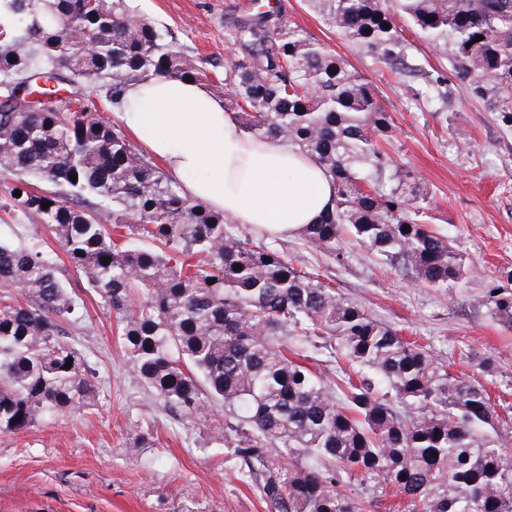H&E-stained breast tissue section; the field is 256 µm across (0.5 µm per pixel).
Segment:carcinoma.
Returning <instances> with one entry per match:
<instances>
[{
  "instance_id": "cac0c4a2",
  "label": "carcinoma",
  "mask_w": 512,
  "mask_h": 512,
  "mask_svg": "<svg viewBox=\"0 0 512 512\" xmlns=\"http://www.w3.org/2000/svg\"><path fill=\"white\" fill-rule=\"evenodd\" d=\"M309 2L328 27L448 99L441 76L409 62L384 0ZM396 5L512 130V0ZM226 35L233 53L221 63L133 0H0V211L55 236L114 317L137 382L234 449L242 481L259 482L272 512H364L344 490L356 482L371 484L374 502L401 496L403 512H512L502 452L512 417L486 386L287 253L238 235L235 219L186 196L137 149L122 120L86 104L85 88L114 113L152 76L211 81L245 131L297 146L333 184L320 222L302 231L309 245L340 261L354 242L432 288L460 280L461 257L425 225L420 177L379 146L393 118L364 75L268 11ZM58 273L39 244L0 240V434L98 405L99 378L70 340L84 304ZM486 301L512 323V292L493 287Z\"/></svg>"
}]
</instances>
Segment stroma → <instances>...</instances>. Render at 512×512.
I'll return each mask as SVG.
<instances>
[{"label": "stroma", "mask_w": 512, "mask_h": 512, "mask_svg": "<svg viewBox=\"0 0 512 512\" xmlns=\"http://www.w3.org/2000/svg\"><path fill=\"white\" fill-rule=\"evenodd\" d=\"M284 19L303 27L373 84L394 131L383 149L411 166L430 200L428 227L449 239L465 276L448 288L411 282L374 254L347 245L335 261L292 233L271 238L304 270L332 279L338 291L429 352L456 374L488 384L512 403V324L485 304L491 286L512 270V132L471 100L440 54L407 19H400L409 60L447 79L448 108L426 99L420 76L392 74L342 33L329 28L305 0H279ZM143 15L218 59L228 57L224 19L245 15L252 0H137ZM419 97H411L409 89ZM468 134L458 146L455 130ZM60 270L88 310L72 339L100 380L96 408L63 414L29 430L0 435V512H270L255 483L242 482L240 462L204 425L171 413L132 381L108 313L84 290L67 260ZM489 357L495 373L475 364Z\"/></svg>", "instance_id": "obj_1"}]
</instances>
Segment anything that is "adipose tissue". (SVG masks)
<instances>
[{"instance_id":"1","label":"adipose tissue","mask_w":512,"mask_h":512,"mask_svg":"<svg viewBox=\"0 0 512 512\" xmlns=\"http://www.w3.org/2000/svg\"><path fill=\"white\" fill-rule=\"evenodd\" d=\"M123 118L185 194L270 237L317 223L333 187L308 156L245 132L204 83L153 78L129 87Z\"/></svg>"}]
</instances>
